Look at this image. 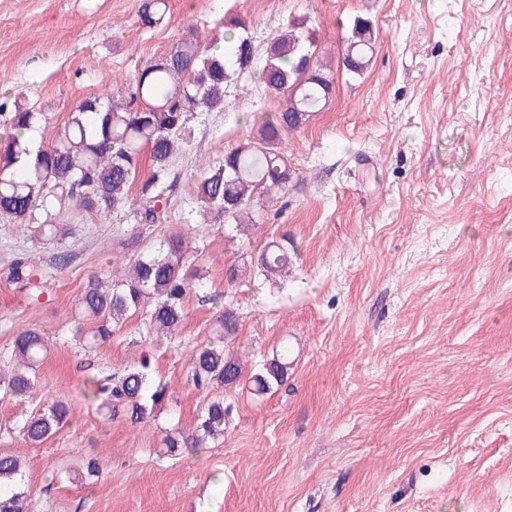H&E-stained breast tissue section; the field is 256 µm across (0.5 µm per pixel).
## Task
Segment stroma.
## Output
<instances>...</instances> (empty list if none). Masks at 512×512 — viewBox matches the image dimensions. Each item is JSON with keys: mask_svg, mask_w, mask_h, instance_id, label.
<instances>
[{"mask_svg": "<svg viewBox=\"0 0 512 512\" xmlns=\"http://www.w3.org/2000/svg\"><path fill=\"white\" fill-rule=\"evenodd\" d=\"M140 3L0 0V110L40 112L50 141L89 95L128 96L189 28L222 38L227 15L260 48L307 19L333 98L284 140L295 177L250 236L201 219L195 197L203 164L246 140L245 118L281 107L249 74L223 111L192 120L157 223L138 230L126 208L86 214L40 304L1 271L20 254L43 270L51 251L0 222V349L32 326L51 344L35 395L0 401V427L57 395L77 408L40 448L0 430V450L28 461L36 512H512V0H169L154 28ZM357 16L375 51L351 76L340 57ZM136 231L196 236L203 251L187 264L209 299L189 295L178 337L147 343L169 397L133 427L90 408L86 381L131 362L142 316L92 349L69 336L88 280L120 276L111 255ZM272 237L296 248L288 276L228 284L226 269L255 266ZM225 305L247 368L285 345L288 378L264 395L225 389L223 443L160 457L165 430L192 432L209 399L185 356ZM88 458L93 487L57 480Z\"/></svg>", "mask_w": 512, "mask_h": 512, "instance_id": "stroma-1", "label": "stroma"}]
</instances>
